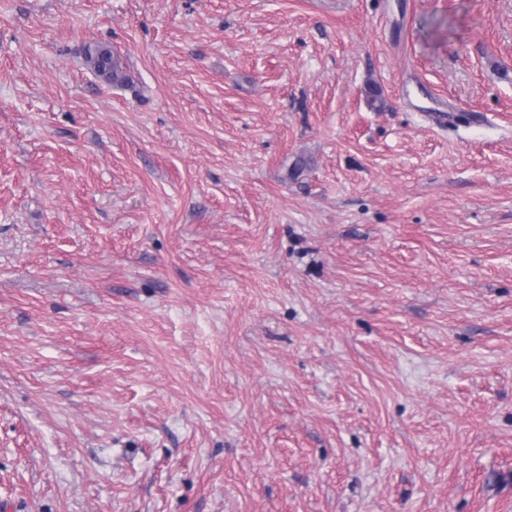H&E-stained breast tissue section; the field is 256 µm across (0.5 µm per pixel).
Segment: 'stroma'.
<instances>
[{
  "mask_svg": "<svg viewBox=\"0 0 512 512\" xmlns=\"http://www.w3.org/2000/svg\"><path fill=\"white\" fill-rule=\"evenodd\" d=\"M0 512H512V0H0ZM86 63L91 70L109 82L121 83L126 79L121 61L106 46L89 47L85 53Z\"/></svg>",
  "mask_w": 512,
  "mask_h": 512,
  "instance_id": "stroma-1",
  "label": "stroma"
}]
</instances>
